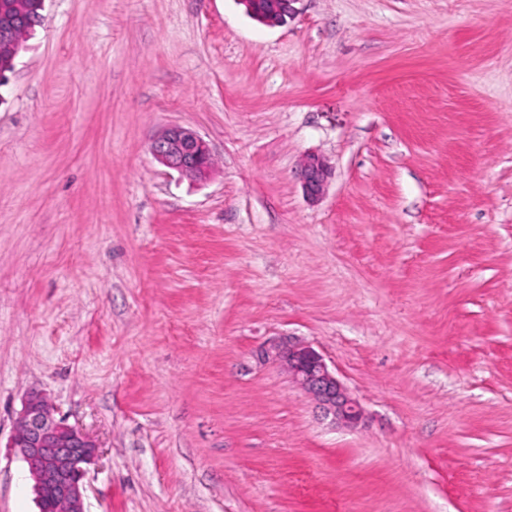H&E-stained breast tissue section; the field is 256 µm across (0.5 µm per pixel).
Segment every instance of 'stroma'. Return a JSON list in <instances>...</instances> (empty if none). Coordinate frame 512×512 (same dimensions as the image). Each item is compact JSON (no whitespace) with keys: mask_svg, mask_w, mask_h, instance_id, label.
Instances as JSON below:
<instances>
[{"mask_svg":"<svg viewBox=\"0 0 512 512\" xmlns=\"http://www.w3.org/2000/svg\"><path fill=\"white\" fill-rule=\"evenodd\" d=\"M295 8L45 0L0 89V512L32 391L97 445L86 512H512V0ZM288 336L360 425L258 361ZM246 6L247 12L266 25H279L287 22L295 12L293 4L297 0H269L265 12H257L253 6L254 0H238ZM160 163L182 176L205 180L211 170V152L195 131L181 126L168 127L152 145ZM330 175L326 162L318 155L305 157L300 168V178L307 196L315 200L322 194Z\"/></svg>","mask_w":512,"mask_h":512,"instance_id":"1","label":"stroma"}]
</instances>
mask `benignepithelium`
<instances>
[{
  "label": "benign epithelium",
  "instance_id": "benign-epithelium-1",
  "mask_svg": "<svg viewBox=\"0 0 512 512\" xmlns=\"http://www.w3.org/2000/svg\"><path fill=\"white\" fill-rule=\"evenodd\" d=\"M296 0H269L266 11L255 10L254 0H241L247 12L266 25L287 22L294 14ZM25 21L15 4L0 10V42L11 38L17 25ZM154 156L166 167L197 181L211 170V152L195 131L181 126L167 128L152 145ZM330 175L326 162L317 155L305 157L300 178L307 196L322 194ZM266 359L287 366L293 380L306 392L324 416L347 427L358 424L362 410L330 370L322 355L309 345L273 344L261 351ZM11 447L19 450L27 465L39 512L46 510L49 493H54L60 512H86L82 464L95 453L96 444L80 430L54 416L48 400L30 394L16 422Z\"/></svg>",
  "mask_w": 512,
  "mask_h": 512
}]
</instances>
